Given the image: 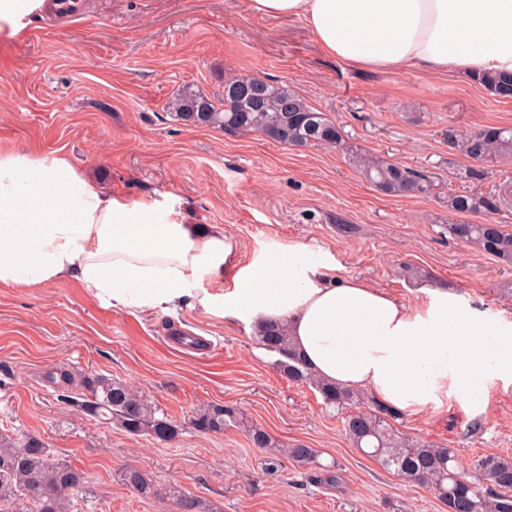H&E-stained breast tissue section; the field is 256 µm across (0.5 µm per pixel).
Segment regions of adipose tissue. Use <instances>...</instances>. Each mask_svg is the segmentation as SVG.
I'll return each mask as SVG.
<instances>
[{"label": "adipose tissue", "mask_w": 512, "mask_h": 512, "mask_svg": "<svg viewBox=\"0 0 512 512\" xmlns=\"http://www.w3.org/2000/svg\"><path fill=\"white\" fill-rule=\"evenodd\" d=\"M254 14L305 22L329 56L374 70L453 69L512 76V0H250ZM162 202L100 191L62 153L0 149V284L73 279L113 305L191 308L262 326L288 324L322 379L417 414L476 375L512 378V325L490 326L436 292L406 305L354 278H331L294 248L258 259L228 291L202 286L229 263L223 227L166 217Z\"/></svg>", "instance_id": "obj_1"}]
</instances>
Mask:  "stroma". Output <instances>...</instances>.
<instances>
[{"label": "stroma", "mask_w": 512, "mask_h": 512, "mask_svg": "<svg viewBox=\"0 0 512 512\" xmlns=\"http://www.w3.org/2000/svg\"><path fill=\"white\" fill-rule=\"evenodd\" d=\"M77 20L38 11L0 34V148L65 153L106 193L139 203L168 195L173 217L222 226L231 266L202 285L232 288L237 267L287 263L301 245L330 276L358 277L418 307L436 290L492 324H512V266L440 232L448 191H466L448 166V128H512V99H493L455 71H363L328 57L298 19L260 17L250 0H80ZM252 74L297 91L346 139L427 174L438 193L388 196L329 148L284 147L172 119L189 87L217 100L227 74ZM413 263L429 282L412 285ZM245 320L181 306H113L75 281L0 285V434L34 435L82 472L81 512H176L137 496L118 473L146 470L214 512H444L362 454L317 391L275 366ZM101 374L132 383L181 429L164 443L101 423L48 380ZM236 406L280 442L319 454V466L266 454L240 430L195 431V410ZM398 429L453 448L462 467L512 455V380H478ZM338 475L335 483L328 474Z\"/></svg>", "instance_id": "obj_1"}]
</instances>
